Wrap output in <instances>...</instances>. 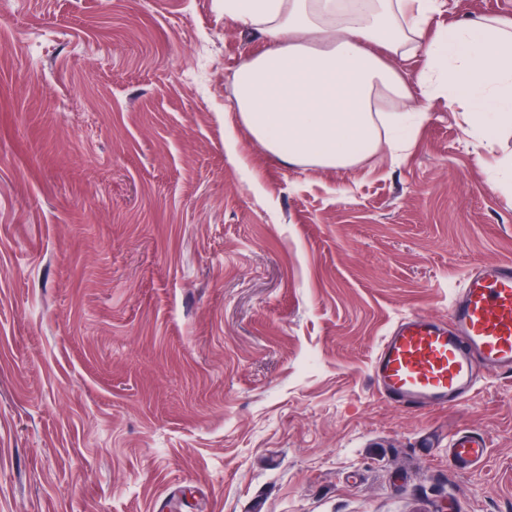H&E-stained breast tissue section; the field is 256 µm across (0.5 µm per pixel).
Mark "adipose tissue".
Wrapping results in <instances>:
<instances>
[{
    "instance_id": "obj_1",
    "label": "adipose tissue",
    "mask_w": 512,
    "mask_h": 512,
    "mask_svg": "<svg viewBox=\"0 0 512 512\" xmlns=\"http://www.w3.org/2000/svg\"><path fill=\"white\" fill-rule=\"evenodd\" d=\"M443 0H224V12L266 45L235 74L225 145L247 127L289 167L347 168L408 145L444 95L469 131L492 144L512 126V15L435 18ZM421 57L414 80L387 56Z\"/></svg>"
}]
</instances>
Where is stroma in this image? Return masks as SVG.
<instances>
[{
	"instance_id": "obj_1",
	"label": "stroma",
	"mask_w": 512,
	"mask_h": 512,
	"mask_svg": "<svg viewBox=\"0 0 512 512\" xmlns=\"http://www.w3.org/2000/svg\"><path fill=\"white\" fill-rule=\"evenodd\" d=\"M263 45L224 0H0V512H512V373L417 411L372 375L512 261V133L437 96L397 154L233 162ZM449 450L452 459L459 465H475L487 458L484 439L468 433L457 435Z\"/></svg>"
}]
</instances>
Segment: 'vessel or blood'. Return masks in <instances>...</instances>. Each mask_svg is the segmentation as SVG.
Returning a JSON list of instances; mask_svg holds the SVG:
<instances>
[{"label":"vessel or blood","instance_id":"obj_1","mask_svg":"<svg viewBox=\"0 0 512 512\" xmlns=\"http://www.w3.org/2000/svg\"><path fill=\"white\" fill-rule=\"evenodd\" d=\"M512 371V262H492L466 276L449 319L402 317L379 347L372 371L384 397L406 410L446 406L475 388L481 369ZM460 465L487 457L483 438L463 433L451 444Z\"/></svg>","mask_w":512,"mask_h":512}]
</instances>
